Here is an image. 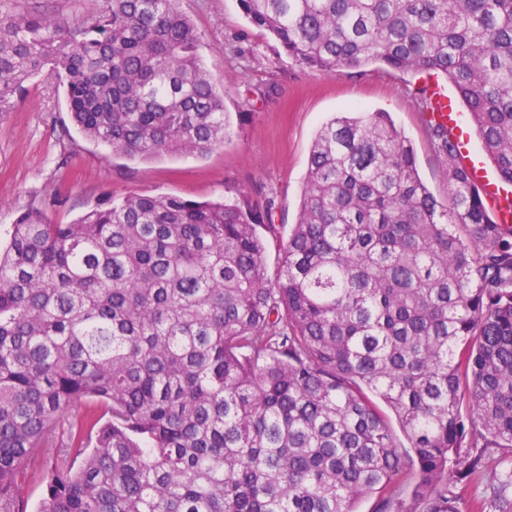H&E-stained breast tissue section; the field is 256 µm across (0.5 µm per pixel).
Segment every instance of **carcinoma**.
Masks as SVG:
<instances>
[{
  "instance_id": "cac0c4a2",
  "label": "carcinoma",
  "mask_w": 512,
  "mask_h": 512,
  "mask_svg": "<svg viewBox=\"0 0 512 512\" xmlns=\"http://www.w3.org/2000/svg\"><path fill=\"white\" fill-rule=\"evenodd\" d=\"M239 3L310 69L445 77L512 182V0ZM199 46L176 0H101L81 23L3 2L0 112L44 75L113 154L204 156L230 128ZM425 123L444 203L389 113L322 123L274 281L257 203L21 214L0 244V512L36 476L37 512H404L408 471L421 512H459L448 463L478 446L502 450L492 503L512 512V223ZM74 411L72 463L42 471Z\"/></svg>"
}]
</instances>
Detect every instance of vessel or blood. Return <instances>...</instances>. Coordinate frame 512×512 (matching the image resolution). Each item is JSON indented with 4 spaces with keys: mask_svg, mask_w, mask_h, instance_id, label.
Here are the masks:
<instances>
[{
    "mask_svg": "<svg viewBox=\"0 0 512 512\" xmlns=\"http://www.w3.org/2000/svg\"><path fill=\"white\" fill-rule=\"evenodd\" d=\"M437 100L438 120L448 126L449 141L456 152L466 162L471 180L479 186L485 201L491 206L498 218L512 220V194L499 182L490 179L481 157L472 149L466 127L460 113L456 112L446 93H439Z\"/></svg>",
    "mask_w": 512,
    "mask_h": 512,
    "instance_id": "1",
    "label": "vessel or blood"
}]
</instances>
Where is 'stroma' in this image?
<instances>
[{
  "instance_id": "1",
  "label": "stroma",
  "mask_w": 512,
  "mask_h": 512,
  "mask_svg": "<svg viewBox=\"0 0 512 512\" xmlns=\"http://www.w3.org/2000/svg\"><path fill=\"white\" fill-rule=\"evenodd\" d=\"M202 40L212 80L224 89L232 135L205 156L130 161L86 140L72 125L63 92L43 76L25 84L11 111L0 112V234L23 212L41 210L68 224L110 197L163 193L197 201L246 193L270 201L281 230L295 224L318 128L333 113L359 107L389 112L414 148L418 173L439 200L448 181L412 90L422 75L382 66L327 74L288 56L244 16L238 0H177ZM500 453L456 488L462 512L485 502Z\"/></svg>"
}]
</instances>
